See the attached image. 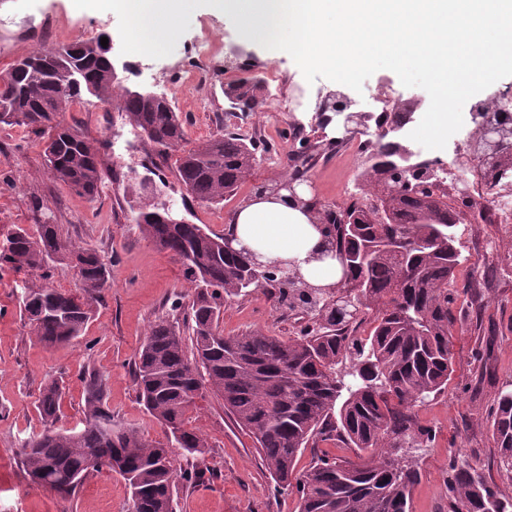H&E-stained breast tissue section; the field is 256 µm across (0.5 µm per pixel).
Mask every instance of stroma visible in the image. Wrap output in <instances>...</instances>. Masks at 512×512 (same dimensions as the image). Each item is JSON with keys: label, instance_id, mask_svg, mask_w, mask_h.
Wrapping results in <instances>:
<instances>
[{"label": "stroma", "instance_id": "obj_1", "mask_svg": "<svg viewBox=\"0 0 512 512\" xmlns=\"http://www.w3.org/2000/svg\"><path fill=\"white\" fill-rule=\"evenodd\" d=\"M0 20L18 30L0 37V72L31 52L112 37L116 60L124 65L123 85L164 92L179 112L190 141L199 143L223 129L265 141L251 176L218 204L182 206L185 191L173 163L151 162V149L120 112L104 101L82 95L58 114L96 145L104 160L103 180L95 199L57 181L46 166L43 141L23 126L0 125V239L33 222V207H48L65 237L95 249L111 265L112 286L92 306L82 335L71 343L46 347L32 334L23 315L21 292L37 279L27 270L0 269V512H129L130 492L117 474H90L71 497H61L32 483L18 460L22 445L43 429L37 404L43 385L53 379L63 386L59 427L82 428L83 389L79 376L94 369L108 379L107 405L120 425L136 427L152 441L165 440L164 428L138 398L132 368L152 322L182 319L191 305L190 283L181 263L159 251L131 220L139 204L138 185L151 175L162 187V199L173 213L191 224L223 234L237 208L258 186L283 178L300 139L332 141L342 136L338 121L320 122L321 104L340 83L325 78L307 82L292 57L259 45L253 20L235 10L200 0L182 12L179 33L164 52L130 50L128 18L116 0H0ZM253 76L265 87L261 111L233 110L226 86ZM393 89L396 100L425 97L408 88L391 70L381 69L355 95L359 111L379 112V85ZM361 159L318 153L308 168L311 192L322 203L343 206L364 183ZM461 263L457 280L486 279L483 306L470 310L454 334L455 373L447 388L431 398L419 414L437 431L433 447L419 452L421 479L413 491L412 512H448L443 476L448 457L459 451L499 481L512 496V484L500 482L497 450L487 410L499 387L512 383V223L484 224L477 207L464 212L454 229ZM301 316L275 308L255 290L228 299L220 320L225 335L254 329L281 337L297 335ZM496 339L492 362L497 380L472 397L477 367L472 354L487 332ZM190 425L203 434L210 452L199 461L198 482H178L176 512H298L297 497L276 491L251 434L225 411L220 395L204 390L190 413Z\"/></svg>", "mask_w": 512, "mask_h": 512}]
</instances>
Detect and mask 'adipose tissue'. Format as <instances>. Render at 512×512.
Here are the masks:
<instances>
[{
  "label": "adipose tissue",
  "instance_id": "obj_1",
  "mask_svg": "<svg viewBox=\"0 0 512 512\" xmlns=\"http://www.w3.org/2000/svg\"><path fill=\"white\" fill-rule=\"evenodd\" d=\"M189 0H122L126 13L142 31L134 49L163 48L177 33L175 14ZM226 234L235 248L246 249L260 260L294 264L303 279L318 288H334L343 281L339 260L323 257L327 242L315 213L275 197H255L243 205Z\"/></svg>",
  "mask_w": 512,
  "mask_h": 512
}]
</instances>
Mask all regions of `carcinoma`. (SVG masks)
Returning <instances> with one entry per match:
<instances>
[{"mask_svg":"<svg viewBox=\"0 0 512 512\" xmlns=\"http://www.w3.org/2000/svg\"><path fill=\"white\" fill-rule=\"evenodd\" d=\"M40 70L13 63L0 74V124L30 127L44 138L53 177L75 192L96 198L103 179L99 151L72 127L55 121L86 92L113 100L154 153L176 159L178 180L192 197L224 200L252 171L262 145L234 131L181 150L184 123L170 101L149 103L110 78L107 56L76 41L32 52ZM261 81L244 77L227 86L233 108L253 112L264 103ZM404 143L378 141L365 152L361 176L369 185L343 207L347 219L334 225L328 250L345 258V282L333 291L304 280L290 288L270 276L255 277L242 254L224 253V237L198 224H160L158 203L133 210L132 219L155 247L176 257L194 288L188 358L180 328L160 318L151 326L134 362V381L146 410L165 429L167 441H150L134 427L112 423L106 405L108 379L85 370V424L53 428L62 386L47 383L37 409L45 430L23 446L22 467L31 480L63 497L75 494L93 471L120 475L136 512H174L180 480L200 473L175 466V456L203 457L210 445L188 427L189 412L208 387L255 438L258 453L277 487L297 494L299 512H410L420 479L417 451L429 448L436 429L419 408L442 392L454 372L453 335L466 317L460 304L482 301L467 284L457 287L460 253L453 228L459 212L448 208V184L426 166L386 180L374 167ZM74 270L83 291L77 298L46 284L24 288L23 311L32 333L47 347L79 337L91 306L111 287L108 263L94 249L62 235L43 211L34 229L17 228L0 242V267L41 272L54 264ZM257 288L274 306L301 310L300 335L283 339L260 329L237 336L219 330L224 298ZM374 314L368 336L356 335ZM479 382L492 376L488 346L473 353ZM500 476L512 482V389L498 391L489 411ZM333 441L356 459L318 457L296 471L299 455ZM445 488L449 512H512V496L488 481L468 457L448 459Z\"/></svg>","mask_w":512,"mask_h":512,"instance_id":"carcinoma-1","label":"carcinoma"}]
</instances>
